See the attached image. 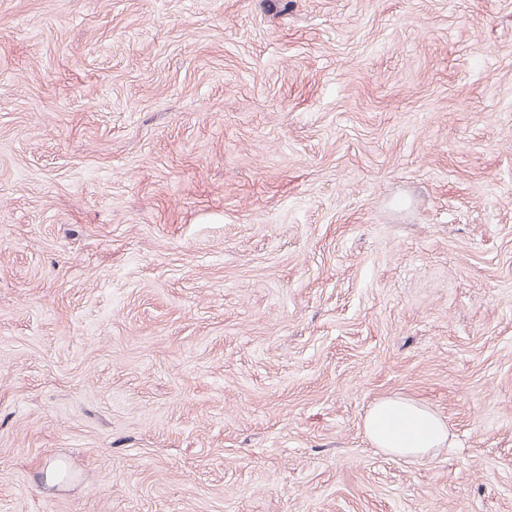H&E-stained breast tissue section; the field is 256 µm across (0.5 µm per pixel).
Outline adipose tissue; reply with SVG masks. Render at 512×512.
Listing matches in <instances>:
<instances>
[{
    "mask_svg": "<svg viewBox=\"0 0 512 512\" xmlns=\"http://www.w3.org/2000/svg\"><path fill=\"white\" fill-rule=\"evenodd\" d=\"M365 430L377 447L399 455H418L449 443L448 430L435 414L396 398L380 400L371 408Z\"/></svg>",
    "mask_w": 512,
    "mask_h": 512,
    "instance_id": "ef3b65f1",
    "label": "adipose tissue"
}]
</instances>
